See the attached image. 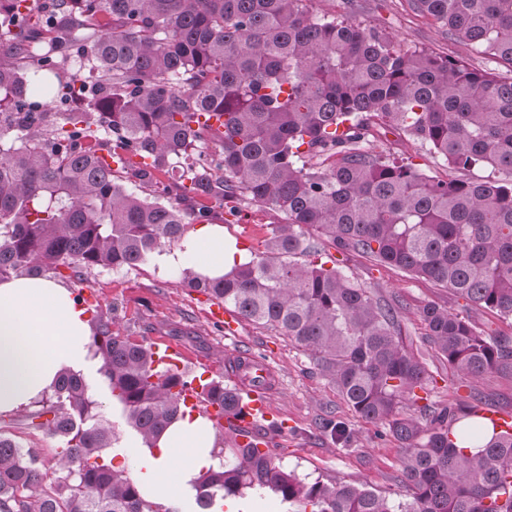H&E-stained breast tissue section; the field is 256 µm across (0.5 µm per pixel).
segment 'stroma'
Masks as SVG:
<instances>
[{"label": "stroma", "mask_w": 512, "mask_h": 512, "mask_svg": "<svg viewBox=\"0 0 512 512\" xmlns=\"http://www.w3.org/2000/svg\"><path fill=\"white\" fill-rule=\"evenodd\" d=\"M345 15L390 34L402 47L448 55L479 70L494 67L493 61L471 44L450 38L434 22L413 13L406 0H351ZM370 132V144L375 150L397 158L414 157L427 174L447 179V165L419 141L385 128L376 118L370 121ZM182 207L187 212V227L196 225L194 212L209 209L212 223L223 225L225 233L232 236L240 248L252 252L263 250L268 226L274 220L271 212L246 205L238 217L225 221L222 206L206 196L187 199ZM338 265L376 296L401 304L405 345L426 366L429 377L426 398L432 410L474 395L480 400L482 414L512 419V371L472 378L451 368L426 342L419 309L428 303L448 307L451 312L468 317L490 339L512 337V322L490 310L465 306L463 300L448 289L412 278L354 252L340 256ZM58 281L79 296V305L87 317L98 314L113 317L115 329L121 335L155 346L165 341L181 346L186 354L185 369L196 381L220 378L225 386H233L227 358L241 354L264 358L272 370L275 389L268 404L270 418L258 421L257 426L265 430L268 447L276 461L310 481L359 482L393 500L405 499L398 442L387 431L378 430L374 424L356 417L309 353L288 337L274 329L241 320L234 330H227L210 318L211 303L205 294L179 286L177 270L160 272L151 260L134 269L86 270L78 278L66 268ZM101 366V359H94L82 369L81 375L99 405L101 418L117 435L106 456L115 467L135 476L143 460L131 454L126 444L135 440L136 434L126 425ZM328 419L347 425L348 443L335 441L323 432L322 424ZM272 420L285 422L284 431H270L268 423ZM0 433L33 449L42 469L54 468L60 441L31 427L25 414L0 415Z\"/></svg>", "instance_id": "35a3bbf8"}]
</instances>
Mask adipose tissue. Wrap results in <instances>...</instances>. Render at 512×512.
<instances>
[{"label": "adipose tissue", "instance_id": "ef3b65f1", "mask_svg": "<svg viewBox=\"0 0 512 512\" xmlns=\"http://www.w3.org/2000/svg\"><path fill=\"white\" fill-rule=\"evenodd\" d=\"M247 256L220 224L189 231L179 248L156 257L159 269L191 268L219 277L245 263ZM89 324L68 288L44 276H18L0 282V412L33 408L57 377L87 364ZM216 436L209 421L185 414L158 438L155 447L136 442L145 461L139 482L148 499L180 501L192 478L217 468Z\"/></svg>", "mask_w": 512, "mask_h": 512}]
</instances>
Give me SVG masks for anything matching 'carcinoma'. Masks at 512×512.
Returning a JSON list of instances; mask_svg holds the SVG:
<instances>
[{
	"mask_svg": "<svg viewBox=\"0 0 512 512\" xmlns=\"http://www.w3.org/2000/svg\"><path fill=\"white\" fill-rule=\"evenodd\" d=\"M308 2L0 0V281L61 265L138 267L182 240L185 215L170 200L181 190L232 217L243 204L266 209L278 222L263 251L218 279L184 268L179 285L308 351L357 417L388 426L408 498L307 483L230 419L219 469L193 483L196 512L249 490L273 492L288 512H512V431L486 427L476 405L425 422L404 412L428 374L404 345L398 304L351 281L314 240L512 320V0H407L506 76L404 49ZM72 64L93 79L75 87ZM69 99L82 107H45ZM373 117L450 169L507 177L440 180L392 159L366 146ZM101 128L110 166L80 144ZM155 170L173 182H152ZM127 171L152 186L148 196L125 190ZM419 315L449 366L473 377L512 370L511 338L489 340L436 304ZM90 339L126 424L153 443L185 413L193 381L155 368L153 346L113 332L109 317L92 320ZM199 397L242 414L221 380ZM28 419L60 438V459L44 472L32 449L0 434V512H181L104 458L116 434L81 375H62Z\"/></svg>",
	"mask_w": 512,
	"mask_h": 512,
	"instance_id": "1",
	"label": "carcinoma"
}]
</instances>
